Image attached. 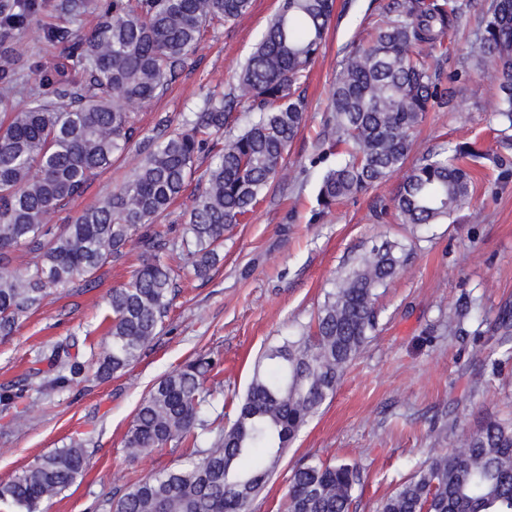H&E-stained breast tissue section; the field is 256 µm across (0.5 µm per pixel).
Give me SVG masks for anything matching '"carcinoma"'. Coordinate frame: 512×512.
I'll list each match as a JSON object with an SVG mask.
<instances>
[{
    "mask_svg": "<svg viewBox=\"0 0 512 512\" xmlns=\"http://www.w3.org/2000/svg\"><path fill=\"white\" fill-rule=\"evenodd\" d=\"M90 5L61 0L58 22L44 29L46 41L62 44L80 65L81 78L45 73L20 107L13 103L15 63L27 50L9 31L32 16L35 0L0 8V335L11 334L52 289L121 257L138 231L141 262L109 295L106 349L94 372L104 380L140 357L168 313L175 276L153 224L181 196L198 155L206 151L212 161L180 248L201 279L218 260L215 243L254 211L283 170L284 154L305 121L297 91L323 47L334 0H280L232 91L204 99L194 118L138 159L127 182L53 234L49 216L80 196L138 136L135 109L179 78L207 26L236 20L251 0H110L82 34L70 24ZM467 7L458 0H393L371 42L345 57L322 135L328 151L338 145L344 151L323 175L314 216L400 170L426 112L452 102L438 90L437 45ZM476 35L482 76L500 91L491 114L501 132L512 131V0H491L476 21ZM239 111L253 118L236 133ZM485 155L475 142L426 153L395 199L402 223L440 224L468 205L473 177L463 159ZM20 247L35 259L24 273L9 270ZM402 267L397 246L387 243L345 270L314 324L266 350L228 426L224 412L212 418L203 410L213 391L207 386L216 368L212 358L199 355L163 376L137 407L125 448L138 458L188 443L186 460L128 487L110 500V512H249L357 358L375 328L377 290ZM498 329L501 345H508L511 310L500 312ZM71 347L61 342L51 350L61 368L52 380L59 388L85 376ZM87 465L84 444L73 441L1 485L0 504L10 512H41L43 503L83 477ZM360 484L353 462L303 460L289 475L284 512H350ZM380 512H512V421L489 419L464 437L463 449H437L382 501Z\"/></svg>",
    "mask_w": 512,
    "mask_h": 512,
    "instance_id": "cac0c4a2",
    "label": "carcinoma"
}]
</instances>
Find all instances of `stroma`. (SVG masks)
<instances>
[{
    "mask_svg": "<svg viewBox=\"0 0 512 512\" xmlns=\"http://www.w3.org/2000/svg\"><path fill=\"white\" fill-rule=\"evenodd\" d=\"M59 0H37L32 20L16 30L27 57L17 66L18 83L36 71L64 67L79 79L80 67L62 46L45 41L42 27L54 22ZM390 0H336L326 43L300 88L305 124L289 146L284 170L266 189L247 223L225 233L220 261L209 278H196L178 248L197 191L190 183L158 223L167 234L166 254L178 274L176 296L159 334L124 372L51 387L59 368L52 346L69 337L71 353L93 370L103 340L101 321L108 297L140 262V244L130 240L121 258L89 277L54 292L0 337V387L22 384L16 404L0 406V483L37 458L74 440L86 443L89 465L81 481L44 506V512H108L106 500L152 473L179 467L181 446L168 445L130 458L125 435L149 389L188 359L206 355L220 365L222 383L213 403L232 418L259 357L318 313L336 278L372 248H404L401 272L379 288L376 330L341 376L332 398L301 431L277 474L252 501L249 512H280L290 470L302 459L347 460L362 474L356 512H379L394 487L409 478L434 449L451 447L490 418H512V359L501 360L494 327L512 308V144H500L489 106L498 94L483 79L475 51V18L489 0L470 7L449 28L439 51V86L452 103L427 113L417 128L406 167L444 143H477L493 158L469 160L473 199L448 222L415 227L402 223L395 196L404 179L396 173L366 192L337 203L313 221L325 170L318 139L340 65L354 45L367 43L384 19ZM278 8V0H252L250 10L228 24L207 28L177 81L139 111L135 150H148L165 129H177L205 96H223ZM133 156L113 159L84 194L53 213L52 230L102 200L132 173ZM468 315L456 324L462 305ZM500 359L482 369L476 353Z\"/></svg>",
    "mask_w": 512,
    "mask_h": 512,
    "instance_id": "obj_1",
    "label": "stroma"
}]
</instances>
